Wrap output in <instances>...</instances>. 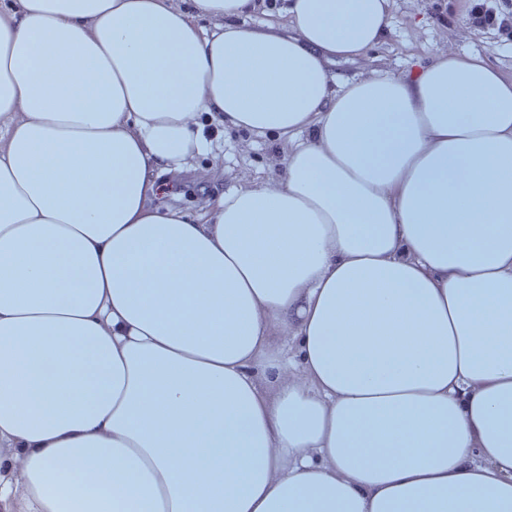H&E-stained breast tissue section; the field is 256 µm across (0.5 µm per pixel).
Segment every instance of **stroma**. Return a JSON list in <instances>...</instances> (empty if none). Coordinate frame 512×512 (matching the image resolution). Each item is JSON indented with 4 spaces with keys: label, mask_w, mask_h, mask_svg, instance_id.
<instances>
[{
    "label": "stroma",
    "mask_w": 512,
    "mask_h": 512,
    "mask_svg": "<svg viewBox=\"0 0 512 512\" xmlns=\"http://www.w3.org/2000/svg\"><path fill=\"white\" fill-rule=\"evenodd\" d=\"M479 0H392L391 30L385 41L355 59L329 65L345 84L381 72L410 78L443 51L478 53L512 78V37L496 29L471 26ZM205 146L177 168L160 171L153 200L161 210L194 211L206 196L278 179L284 170L287 143L274 134L258 135L200 119Z\"/></svg>",
    "instance_id": "obj_1"
}]
</instances>
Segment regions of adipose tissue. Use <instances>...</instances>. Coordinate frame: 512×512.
<instances>
[{
    "label": "adipose tissue",
    "mask_w": 512,
    "mask_h": 512,
    "mask_svg": "<svg viewBox=\"0 0 512 512\" xmlns=\"http://www.w3.org/2000/svg\"><path fill=\"white\" fill-rule=\"evenodd\" d=\"M195 6L0 0V512H512V79ZM203 114L285 175L159 212Z\"/></svg>",
    "instance_id": "1"
}]
</instances>
